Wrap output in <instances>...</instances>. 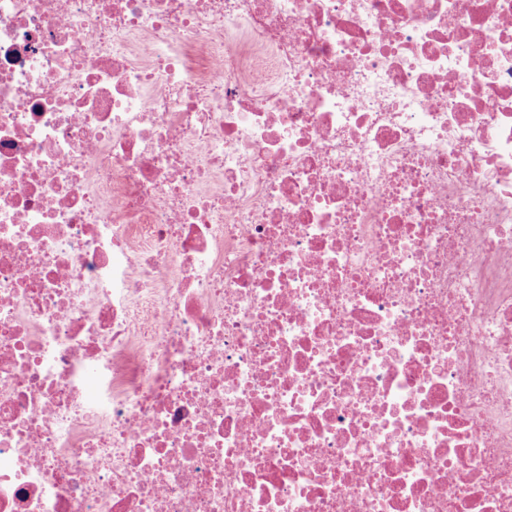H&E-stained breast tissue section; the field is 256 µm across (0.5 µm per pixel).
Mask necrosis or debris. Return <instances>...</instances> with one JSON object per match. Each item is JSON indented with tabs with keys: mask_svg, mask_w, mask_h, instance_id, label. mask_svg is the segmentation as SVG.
<instances>
[{
	"mask_svg": "<svg viewBox=\"0 0 512 512\" xmlns=\"http://www.w3.org/2000/svg\"><path fill=\"white\" fill-rule=\"evenodd\" d=\"M0 512H512V0H0Z\"/></svg>",
	"mask_w": 512,
	"mask_h": 512,
	"instance_id": "1",
	"label": "necrosis or debris"
}]
</instances>
